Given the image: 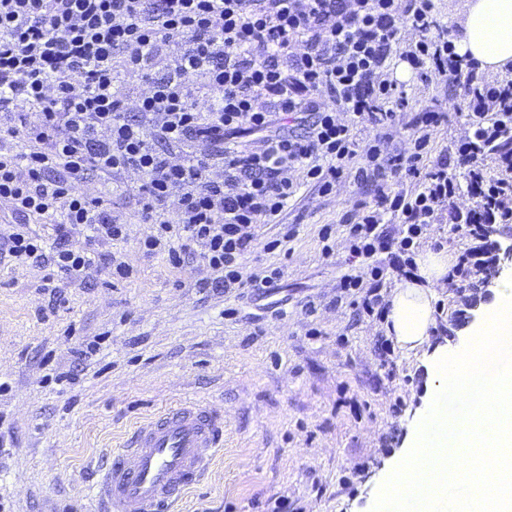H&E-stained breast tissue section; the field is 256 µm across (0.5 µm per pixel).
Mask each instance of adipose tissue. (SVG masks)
Returning <instances> with one entry per match:
<instances>
[{"instance_id":"adipose-tissue-1","label":"adipose tissue","mask_w":512,"mask_h":512,"mask_svg":"<svg viewBox=\"0 0 512 512\" xmlns=\"http://www.w3.org/2000/svg\"><path fill=\"white\" fill-rule=\"evenodd\" d=\"M459 53L477 60L491 74L512 71V0H465L459 15ZM415 279L399 284L389 296L390 311L386 331L400 347L409 351L431 348V387L440 392L449 378L461 376L469 359L449 360L444 346L430 347V330L436 320L433 301L436 289L445 287L454 257L445 251L420 254ZM497 302L492 317L473 331L489 336L512 331V271L504 272L496 288ZM437 401H430L419 415L407 446L386 474L380 494L422 490L429 501H437L449 482L461 481L472 495L461 512H512V385L494 384L479 409L462 423L455 437L433 438L439 426ZM483 436L486 462L481 471H472L465 453L474 436Z\"/></svg>"}]
</instances>
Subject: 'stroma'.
<instances>
[{"label": "stroma", "mask_w": 512, "mask_h": 512, "mask_svg": "<svg viewBox=\"0 0 512 512\" xmlns=\"http://www.w3.org/2000/svg\"><path fill=\"white\" fill-rule=\"evenodd\" d=\"M353 184L330 196L302 186L280 224H265L245 258L282 267L279 288L200 290L198 255L172 267L139 248L147 224L107 245L134 268L66 280L0 259V512H88L89 486L113 448L154 412L185 398L224 413V452L180 512H375L379 484L429 400L426 356L382 354L385 325L337 302L353 260L340 218ZM335 227L331 253L319 232ZM277 249H269L274 239ZM434 345L460 351L461 299L437 289ZM92 353H85V344ZM512 336L469 366L440 402L441 435L472 412ZM72 382L57 383L62 373Z\"/></svg>", "instance_id": "obj_1"}]
</instances>
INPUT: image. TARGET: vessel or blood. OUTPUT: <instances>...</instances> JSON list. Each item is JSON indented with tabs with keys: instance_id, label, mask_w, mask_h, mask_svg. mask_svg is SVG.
Here are the masks:
<instances>
[{
	"instance_id": "vessel-or-blood-1",
	"label": "vessel or blood",
	"mask_w": 512,
	"mask_h": 512,
	"mask_svg": "<svg viewBox=\"0 0 512 512\" xmlns=\"http://www.w3.org/2000/svg\"><path fill=\"white\" fill-rule=\"evenodd\" d=\"M223 449V412L199 399L165 408L113 449L93 484V512H175Z\"/></svg>"
}]
</instances>
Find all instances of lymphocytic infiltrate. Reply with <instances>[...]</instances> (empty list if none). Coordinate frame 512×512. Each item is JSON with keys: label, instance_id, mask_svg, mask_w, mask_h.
<instances>
[{"label": "lymphocytic infiltrate", "instance_id": "lymphocytic-infiltrate-1", "mask_svg": "<svg viewBox=\"0 0 512 512\" xmlns=\"http://www.w3.org/2000/svg\"><path fill=\"white\" fill-rule=\"evenodd\" d=\"M407 26L417 38L404 47ZM395 60L422 83L457 85L448 112L410 106ZM120 71L140 88L119 89ZM452 110L468 129L432 153ZM200 140L210 153L188 154ZM131 167L144 181L126 215L105 186ZM345 181L363 195L341 218L359 268L341 276L339 299L384 319L387 279L415 274L428 228L443 222L471 242L451 270L458 291L464 275L491 272L490 229L512 223V77L486 79L459 54L434 0H0L9 257L66 279L104 266L128 278L102 248L136 222L153 227L145 254L175 266L199 254L211 273L200 289L273 288L281 268L243 263L257 227L280 223L301 185L328 196Z\"/></svg>", "mask_w": 512, "mask_h": 512}]
</instances>
